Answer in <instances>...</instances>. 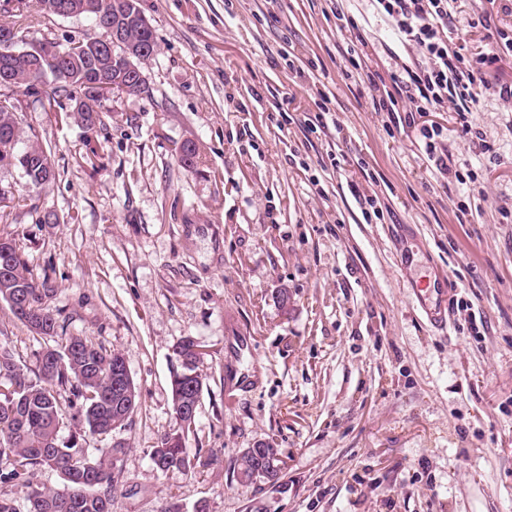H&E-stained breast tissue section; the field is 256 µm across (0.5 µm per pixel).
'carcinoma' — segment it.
I'll return each instance as SVG.
<instances>
[{
  "instance_id": "1",
  "label": "carcinoma",
  "mask_w": 512,
  "mask_h": 512,
  "mask_svg": "<svg viewBox=\"0 0 512 512\" xmlns=\"http://www.w3.org/2000/svg\"><path fill=\"white\" fill-rule=\"evenodd\" d=\"M67 5L66 13L41 7L48 17L85 15L92 18L98 34L46 58L31 55L12 69L10 85L36 88L42 77L51 75L55 85L48 99L64 97L74 102L75 119L86 127L101 124L102 100L112 87L97 88L87 74L97 67L102 54V37L117 22L130 28V38L146 48L133 59L141 65L157 51L151 26L131 17L127 0H53ZM12 18V25H0V32L12 31L28 20L24 8H0ZM18 117L14 104L0 100V167H21L28 177V191L51 182L55 171L50 156L40 147L17 148ZM53 289L37 283L22 259L15 240L0 237V302L8 305L14 317L31 333L51 338L53 345L36 356L29 368L13 352L0 346V483H12L25 489V512H112L116 491V462L124 444L116 442L95 449L91 455L82 447L83 434L108 438L122 429L139 403L140 392L128 379L132 403L126 405L112 394L114 369L125 364L123 354L94 344L88 337L59 331L55 314L49 307ZM177 368L171 381L172 409L188 400H199L203 378L198 373L200 358L187 338L175 349ZM70 395L74 413L65 416L57 391ZM68 435H63L64 429ZM160 471L170 469L193 473L202 460L190 456L180 434L160 438L150 451ZM278 449L264 445V452L244 449L234 468L245 478L261 476L279 465ZM43 467L57 470L63 489H48L33 481Z\"/></svg>"
}]
</instances>
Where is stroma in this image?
<instances>
[{
  "label": "stroma",
  "instance_id": "stroma-1",
  "mask_svg": "<svg viewBox=\"0 0 512 512\" xmlns=\"http://www.w3.org/2000/svg\"><path fill=\"white\" fill-rule=\"evenodd\" d=\"M25 2L35 19L15 49L97 32ZM139 3L158 50L145 92L103 101L102 129L5 91L19 148L50 150L55 178L0 211V237L46 278L66 331L121 351L140 389L113 435V512L201 500L209 512H512V103L481 96L469 139L452 111L399 129L374 110L368 77L422 55L373 0ZM484 12L490 27H469ZM450 24L496 52L512 0H456ZM323 107L334 124L312 131ZM430 124L458 179L428 160L418 128ZM187 141L190 169L176 155ZM397 234L455 285L447 330L412 301ZM188 337L204 387L186 429L171 378ZM0 344L30 364L45 341L0 302ZM173 433L208 466L157 470L149 451ZM263 443L279 450L275 485L234 469Z\"/></svg>",
  "mask_w": 512,
  "mask_h": 512
}]
</instances>
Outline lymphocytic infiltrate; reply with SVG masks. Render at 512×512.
I'll return each mask as SVG.
<instances>
[{
    "label": "lymphocytic infiltrate",
    "instance_id": "1",
    "mask_svg": "<svg viewBox=\"0 0 512 512\" xmlns=\"http://www.w3.org/2000/svg\"><path fill=\"white\" fill-rule=\"evenodd\" d=\"M452 0H376L378 12L396 28L401 38L429 60L420 71L393 76L392 90L370 81L374 108L379 112L406 111V126L415 125L416 115L454 108L458 132L466 138L473 131L469 114L483 93L492 91L512 99V84L490 86L485 77L491 57L471 53L466 41L449 26Z\"/></svg>",
    "mask_w": 512,
    "mask_h": 512
}]
</instances>
